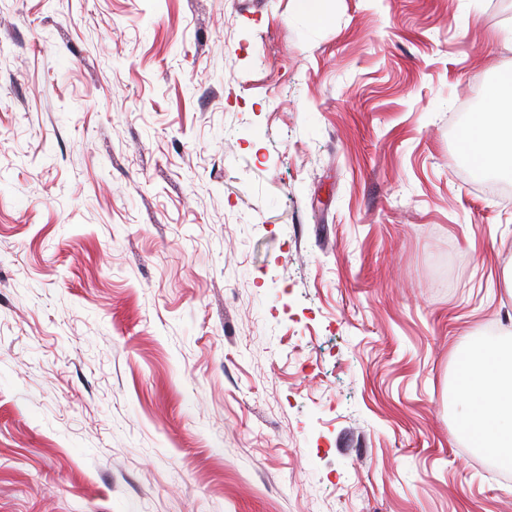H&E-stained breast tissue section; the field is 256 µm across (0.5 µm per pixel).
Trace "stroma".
Returning <instances> with one entry per match:
<instances>
[{
	"label": "stroma",
	"mask_w": 512,
	"mask_h": 512,
	"mask_svg": "<svg viewBox=\"0 0 512 512\" xmlns=\"http://www.w3.org/2000/svg\"><path fill=\"white\" fill-rule=\"evenodd\" d=\"M322 7L0 0V512H512V0ZM512 71L503 74L479 112L463 131L466 158L512 179ZM454 394L457 428L469 447L512 469V343L470 344L463 353Z\"/></svg>",
	"instance_id": "obj_1"
}]
</instances>
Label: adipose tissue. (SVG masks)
<instances>
[{"mask_svg":"<svg viewBox=\"0 0 512 512\" xmlns=\"http://www.w3.org/2000/svg\"><path fill=\"white\" fill-rule=\"evenodd\" d=\"M466 158L512 178V71L491 90L487 108L463 131ZM454 393L460 402L457 428L474 451L512 469V343L470 344L462 356Z\"/></svg>","mask_w":512,"mask_h":512,"instance_id":"obj_1","label":"adipose tissue"}]
</instances>
